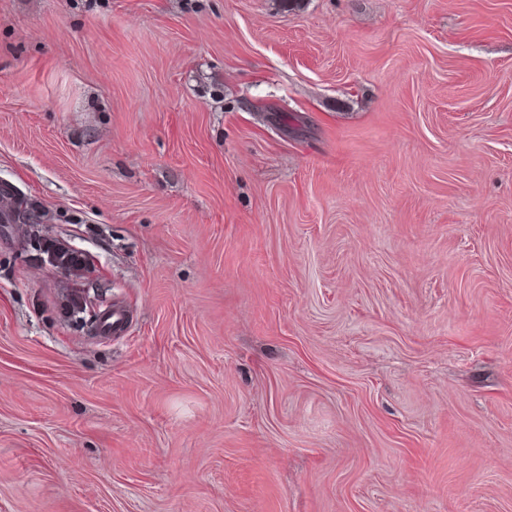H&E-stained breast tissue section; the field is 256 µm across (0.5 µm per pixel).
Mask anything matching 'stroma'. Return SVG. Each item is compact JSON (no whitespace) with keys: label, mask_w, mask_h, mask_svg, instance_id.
<instances>
[{"label":"stroma","mask_w":512,"mask_h":512,"mask_svg":"<svg viewBox=\"0 0 512 512\" xmlns=\"http://www.w3.org/2000/svg\"><path fill=\"white\" fill-rule=\"evenodd\" d=\"M1 181L0 512H512V0H0ZM0 202L4 204L0 210H5L6 218H9L14 213H17L18 218H20L29 209L25 198L13 186L7 183H5L4 187L0 186Z\"/></svg>","instance_id":"obj_1"}]
</instances>
